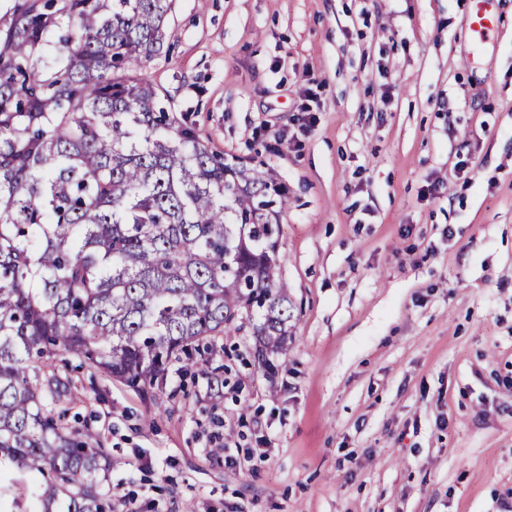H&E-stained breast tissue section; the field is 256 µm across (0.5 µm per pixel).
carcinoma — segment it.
<instances>
[{"instance_id": "obj_1", "label": "carcinoma", "mask_w": 512, "mask_h": 512, "mask_svg": "<svg viewBox=\"0 0 512 512\" xmlns=\"http://www.w3.org/2000/svg\"><path fill=\"white\" fill-rule=\"evenodd\" d=\"M0 15V512H112V458L64 423L72 359L133 389L239 316L288 352V192L214 153L128 65L173 0H9Z\"/></svg>"}]
</instances>
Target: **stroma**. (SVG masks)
<instances>
[{"label": "stroma", "instance_id": "obj_1", "mask_svg": "<svg viewBox=\"0 0 512 512\" xmlns=\"http://www.w3.org/2000/svg\"><path fill=\"white\" fill-rule=\"evenodd\" d=\"M173 0L144 69L288 190L287 355L74 371L112 512H512V0ZM312 95L315 123L299 112ZM491 0H473V7L467 18L470 31L479 33L487 30L496 24L495 16L488 10L487 6Z\"/></svg>", "mask_w": 512, "mask_h": 512}]
</instances>
